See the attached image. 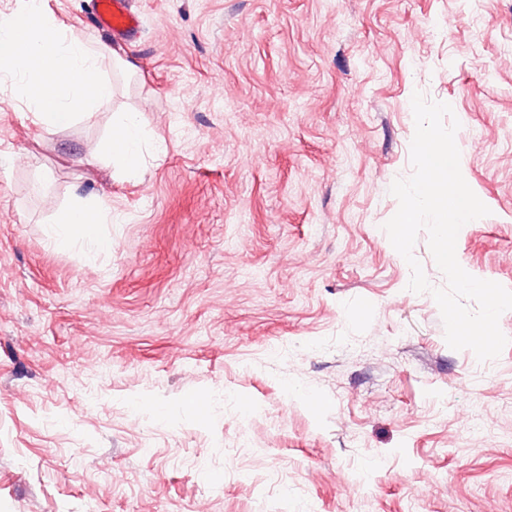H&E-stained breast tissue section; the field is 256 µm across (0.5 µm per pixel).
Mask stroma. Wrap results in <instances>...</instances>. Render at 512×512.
Returning a JSON list of instances; mask_svg holds the SVG:
<instances>
[{"label":"stroma","mask_w":512,"mask_h":512,"mask_svg":"<svg viewBox=\"0 0 512 512\" xmlns=\"http://www.w3.org/2000/svg\"><path fill=\"white\" fill-rule=\"evenodd\" d=\"M134 3L92 119L0 77V512H512V310L497 359L452 350L383 229L413 93L448 103L490 210L456 256L512 290V0ZM80 199L110 252L50 239ZM143 121L139 114L122 113L112 127V136L103 145L106 155L115 164L128 172L139 169Z\"/></svg>","instance_id":"stroma-1"}]
</instances>
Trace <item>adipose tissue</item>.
<instances>
[{"label":"adipose tissue","instance_id":"obj_1","mask_svg":"<svg viewBox=\"0 0 512 512\" xmlns=\"http://www.w3.org/2000/svg\"><path fill=\"white\" fill-rule=\"evenodd\" d=\"M101 48L67 38L42 9L25 7L0 19V73L21 74L22 92L36 124L58 129L91 119L111 101V81L100 73ZM143 121L122 113L103 150L113 164L137 171Z\"/></svg>","mask_w":512,"mask_h":512}]
</instances>
